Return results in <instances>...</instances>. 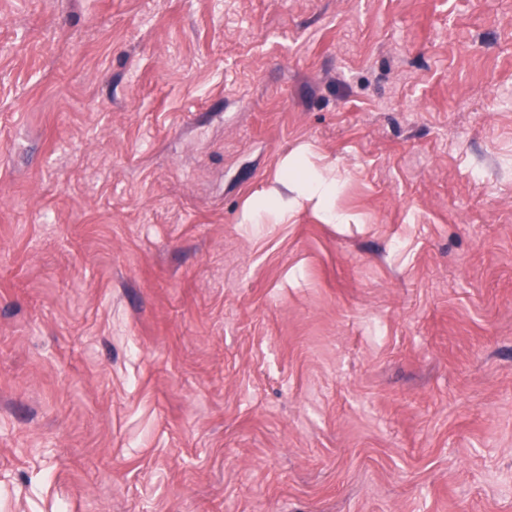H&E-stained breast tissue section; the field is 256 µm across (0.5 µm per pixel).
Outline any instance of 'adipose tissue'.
<instances>
[{
    "label": "adipose tissue",
    "instance_id": "obj_1",
    "mask_svg": "<svg viewBox=\"0 0 512 512\" xmlns=\"http://www.w3.org/2000/svg\"><path fill=\"white\" fill-rule=\"evenodd\" d=\"M340 183L324 169L301 157H284L267 189L244 203L238 221L242 224L290 223L304 203H311L328 223H352V215L336 208Z\"/></svg>",
    "mask_w": 512,
    "mask_h": 512
}]
</instances>
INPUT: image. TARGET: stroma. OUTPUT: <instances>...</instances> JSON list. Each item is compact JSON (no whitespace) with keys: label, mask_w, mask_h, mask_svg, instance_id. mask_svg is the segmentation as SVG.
I'll return each instance as SVG.
<instances>
[{"label":"stroma","mask_w":512,"mask_h":512,"mask_svg":"<svg viewBox=\"0 0 512 512\" xmlns=\"http://www.w3.org/2000/svg\"><path fill=\"white\" fill-rule=\"evenodd\" d=\"M0 512H512V0H0ZM340 189L336 176L299 156L287 155L281 160L269 187L246 200L238 221L242 224H288L304 202H308L330 224L355 223L353 215L336 209Z\"/></svg>","instance_id":"35a3bbf8"}]
</instances>
